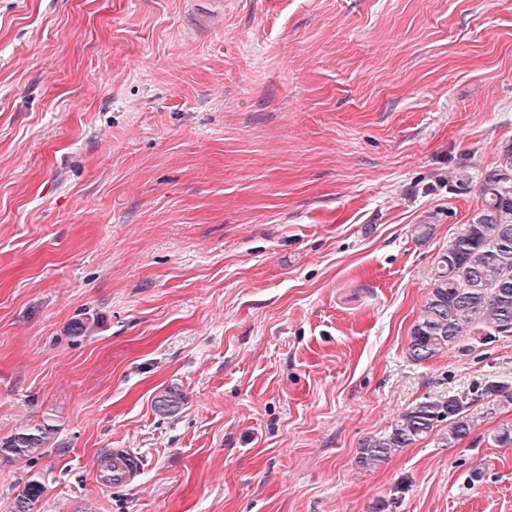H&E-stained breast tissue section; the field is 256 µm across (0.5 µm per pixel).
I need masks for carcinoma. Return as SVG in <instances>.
<instances>
[{
	"label": "carcinoma",
	"instance_id": "carcinoma-1",
	"mask_svg": "<svg viewBox=\"0 0 512 512\" xmlns=\"http://www.w3.org/2000/svg\"><path fill=\"white\" fill-rule=\"evenodd\" d=\"M483 208L456 237L438 262L431 288L407 344L408 358L421 363L450 347L466 349L462 339L473 331L485 341L512 337V153L484 174ZM182 397L169 389L158 397L156 409L175 411ZM473 423L455 396L425 400L403 414L392 430L365 440L358 463L375 467L413 442L433 433L451 448L466 439ZM57 434L45 423L0 440V457L33 459L50 447ZM43 485L29 480L17 499V512H30Z\"/></svg>",
	"mask_w": 512,
	"mask_h": 512
}]
</instances>
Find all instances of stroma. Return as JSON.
I'll return each mask as SVG.
<instances>
[{"instance_id": "stroma-1", "label": "stroma", "mask_w": 512, "mask_h": 512, "mask_svg": "<svg viewBox=\"0 0 512 512\" xmlns=\"http://www.w3.org/2000/svg\"><path fill=\"white\" fill-rule=\"evenodd\" d=\"M510 149L512 0H0V512H512V339L407 357ZM465 413V405L454 395H448V399L422 401L403 414L389 433L366 439L360 448L358 463L365 468L375 467L435 432L443 447H454L473 429V423ZM56 434L57 428L48 423L17 431L0 440V457L33 459L41 456L44 448L51 447ZM110 467L112 469V484L134 485L137 483L138 459L132 451L125 448L112 451Z\"/></svg>"}]
</instances>
